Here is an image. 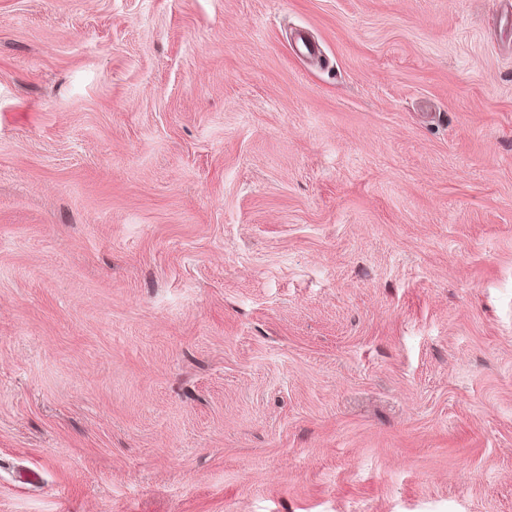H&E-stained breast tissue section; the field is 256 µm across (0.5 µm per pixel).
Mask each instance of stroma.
Wrapping results in <instances>:
<instances>
[{"label":"stroma","instance_id":"1","mask_svg":"<svg viewBox=\"0 0 512 512\" xmlns=\"http://www.w3.org/2000/svg\"><path fill=\"white\" fill-rule=\"evenodd\" d=\"M0 512H512V0H0Z\"/></svg>","mask_w":512,"mask_h":512}]
</instances>
